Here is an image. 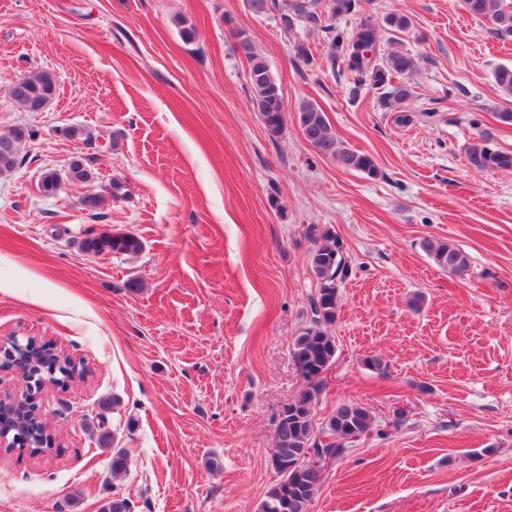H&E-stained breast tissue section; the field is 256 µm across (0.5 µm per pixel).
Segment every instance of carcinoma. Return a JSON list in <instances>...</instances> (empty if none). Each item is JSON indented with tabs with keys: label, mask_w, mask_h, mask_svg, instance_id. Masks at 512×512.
Returning <instances> with one entry per match:
<instances>
[{
	"label": "carcinoma",
	"mask_w": 512,
	"mask_h": 512,
	"mask_svg": "<svg viewBox=\"0 0 512 512\" xmlns=\"http://www.w3.org/2000/svg\"><path fill=\"white\" fill-rule=\"evenodd\" d=\"M248 8L260 15L278 9L286 10L283 18L290 23L298 19L312 27L327 29L322 15L327 12L336 18L355 11L356 0H246ZM462 9L469 15L482 18L495 26L501 36H512V8L503 0H459ZM384 25L395 36L410 29V20L395 13L383 19ZM378 28L367 19L360 21L349 40L335 37L332 47L342 54L348 71L355 74L356 84L370 82L373 85H391L389 95L393 102L402 105L412 95L406 82L392 84L397 76H409L416 63L409 53L402 50L389 52L386 64L372 65L366 52L376 44ZM238 49L249 63L250 100L259 112L268 135L275 139L282 135L287 120L284 118L285 102L279 82L272 73L266 57L255 48L246 32L236 33ZM496 85L504 100L512 102V66L501 65L493 73ZM57 93L56 75L47 70L29 74L11 88V97L25 112L45 107ZM297 122L305 140L323 156L330 158L346 170L369 176L378 174L374 160L367 154L352 150L338 140L328 122L325 112L312 101H303L295 111ZM36 132L26 124H17L5 133H0V176H8L21 164L23 151L33 140ZM469 163L480 170L512 169V154L492 148L486 142L472 144L467 150ZM67 178L75 184H85L94 175L81 159L71 160ZM307 237L313 248L309 252L308 268L315 283V292L308 299L306 321L294 341L292 356L296 367L308 382L307 389L296 399V405L288 414L279 417L276 429V447L288 464V470L280 474V480L266 492L261 512H309V506L321 488L322 479L302 463L312 451L337 453L342 445L336 442L325 444L316 434L314 401L322 391V381L316 374L332 366L336 359V336L333 326L339 310V288L350 275L349 262L342 252L339 240L329 229L317 224L309 225ZM421 248L442 270L458 276L468 274L469 258L457 246L446 241L426 239ZM80 250L98 255L103 252L137 255L143 250L141 240L128 233L102 234L88 238L80 244ZM34 360H26L25 367L35 373V381L48 379L53 382L66 380L75 371L67 357L54 353L42 344L30 350ZM5 425L15 435L19 448H29L34 454L52 450L54 438L39 420L33 409L20 406L14 412H5ZM373 417L359 404L343 403L326 422V430L337 439L357 430L371 428Z\"/></svg>",
	"instance_id": "carcinoma-1"
}]
</instances>
